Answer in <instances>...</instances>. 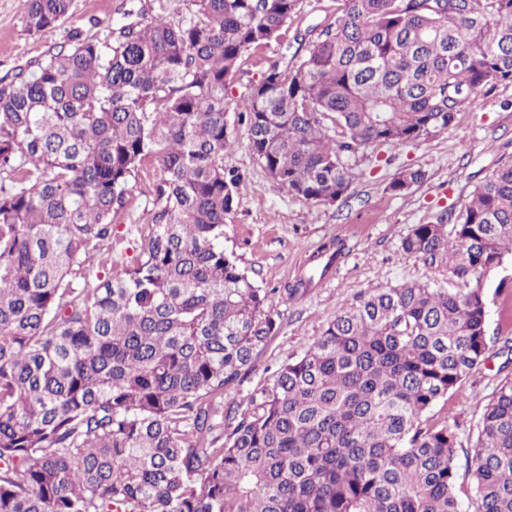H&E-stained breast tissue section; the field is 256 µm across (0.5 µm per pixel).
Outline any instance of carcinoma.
Returning <instances> with one entry per match:
<instances>
[{
	"label": "carcinoma",
	"instance_id": "obj_1",
	"mask_svg": "<svg viewBox=\"0 0 512 512\" xmlns=\"http://www.w3.org/2000/svg\"><path fill=\"white\" fill-rule=\"evenodd\" d=\"M191 2L177 23L75 35L0 88V512H512L511 381L480 417L467 506L457 433L420 426L490 351L482 277L512 253V156L454 224L402 240L442 280L340 306L226 404L280 326L224 250L241 180L225 91L301 0ZM343 2L296 73L273 63L236 103L273 187L319 204L348 194L352 155L444 131L512 83V0ZM71 5L23 0L27 30ZM150 162L160 209L126 256L112 214ZM424 180L405 168L389 189Z\"/></svg>",
	"mask_w": 512,
	"mask_h": 512
}]
</instances>
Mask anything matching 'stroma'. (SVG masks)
<instances>
[{
	"label": "stroma",
	"instance_id": "35a3bbf8",
	"mask_svg": "<svg viewBox=\"0 0 512 512\" xmlns=\"http://www.w3.org/2000/svg\"><path fill=\"white\" fill-rule=\"evenodd\" d=\"M341 6L342 0H301L297 16L279 40L243 52L237 76L227 90L228 132L234 146L225 153L224 166L238 170L243 180L224 225V248L237 256L257 286L271 291L272 313L280 325L254 371L231 392V399L237 401L271 383L278 366L313 343L337 309L352 303L359 293L432 279V271L419 259L403 253L402 239L416 224H452L474 187L501 157L512 155L509 83L481 92L474 107L459 113L448 130L426 141L385 145L352 159L354 183L348 196L335 204H315L273 189L235 105L271 63L296 71L308 55L307 45L298 43L297 34L335 19ZM192 8L191 0H72L63 23L33 34L25 26L21 0H0V87L67 45L72 34L102 38L127 24L130 15L162 14L178 21ZM406 167L424 170L426 179L404 194H394L389 185ZM159 176L157 164L147 165L124 209L113 215V249L126 247L128 240L153 222L159 209L155 195ZM332 239L343 243V257L329 274L315 278L307 296L289 299L285 285L318 267V250ZM504 279L512 280L511 256L483 278L488 331L506 338L512 337V298L496 292ZM510 380L512 363L504 355L489 352L462 387L431 410L432 419H445L457 427L459 472H466L472 460L476 424L484 406Z\"/></svg>",
	"mask_w": 512,
	"mask_h": 512
}]
</instances>
